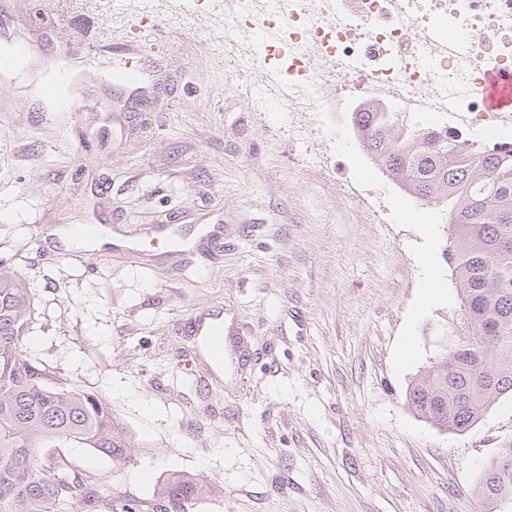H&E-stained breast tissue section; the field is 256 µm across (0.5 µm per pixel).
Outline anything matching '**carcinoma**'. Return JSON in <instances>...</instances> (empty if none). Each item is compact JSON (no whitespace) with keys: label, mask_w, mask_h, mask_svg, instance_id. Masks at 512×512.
I'll return each mask as SVG.
<instances>
[{"label":"carcinoma","mask_w":512,"mask_h":512,"mask_svg":"<svg viewBox=\"0 0 512 512\" xmlns=\"http://www.w3.org/2000/svg\"><path fill=\"white\" fill-rule=\"evenodd\" d=\"M359 145L420 205L447 215L445 261L462 316L456 340L437 347L411 382L407 400L439 430L462 432L500 398L512 396V144L488 147L438 132L408 112L351 113ZM33 298L0 263V512L94 509L104 485L59 448H92L116 463L130 437L106 400L58 378L25 349ZM203 494L196 478L174 474L155 502L120 496L111 512H172ZM483 512H512V446L498 449L476 488Z\"/></svg>","instance_id":"1"}]
</instances>
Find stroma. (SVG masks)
I'll return each mask as SVG.
<instances>
[{
  "mask_svg": "<svg viewBox=\"0 0 512 512\" xmlns=\"http://www.w3.org/2000/svg\"><path fill=\"white\" fill-rule=\"evenodd\" d=\"M55 13L14 0L9 34L37 40ZM196 28L124 31L152 73L138 99L109 89L107 48L71 68L75 113L0 80V262L35 297L27 351L102 395L135 445L123 464L71 456L133 503L191 475L207 491L188 512H479L480 469L512 444V397L462 433L406 399L434 327L461 316L445 216L420 220L334 101L316 142L290 139L287 113L254 111L230 77L223 26L207 44ZM367 197L390 223H370ZM73 224L116 243L65 248ZM205 311L246 352H225L219 374L181 333Z\"/></svg>",
  "mask_w": 512,
  "mask_h": 512,
  "instance_id": "obj_1",
  "label": "stroma"
}]
</instances>
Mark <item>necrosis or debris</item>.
<instances>
[{
  "label": "necrosis or debris",
  "instance_id": "necrosis-or-debris-1",
  "mask_svg": "<svg viewBox=\"0 0 512 512\" xmlns=\"http://www.w3.org/2000/svg\"><path fill=\"white\" fill-rule=\"evenodd\" d=\"M224 8L232 77L288 135L320 134L323 98L391 102L472 139L512 133V110L487 113L488 75L512 74V0H199Z\"/></svg>",
  "mask_w": 512,
  "mask_h": 512
}]
</instances>
